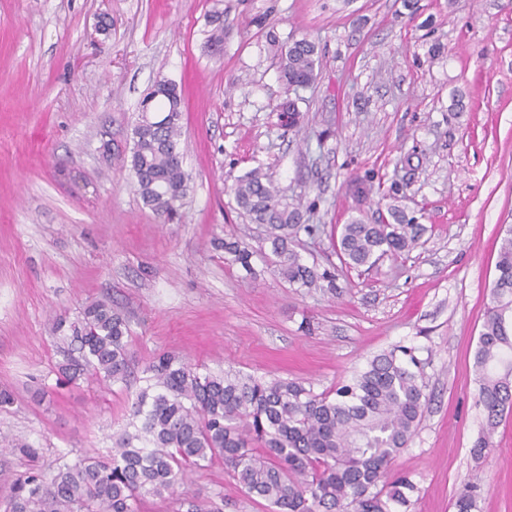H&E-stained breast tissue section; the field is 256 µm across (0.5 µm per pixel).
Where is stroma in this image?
I'll use <instances>...</instances> for the list:
<instances>
[{
  "mask_svg": "<svg viewBox=\"0 0 512 512\" xmlns=\"http://www.w3.org/2000/svg\"><path fill=\"white\" fill-rule=\"evenodd\" d=\"M224 14V47H205ZM312 40L320 66L284 99L270 41ZM183 90L190 174L176 218L144 204L130 170L147 90ZM266 170L300 201L304 263L336 288L282 278L232 188ZM396 204L425 231L400 258L339 268L335 226ZM512 225V0H0V512L30 466L109 457L145 367L161 353L199 373L242 371L330 391L373 355L414 348L429 400L392 476L417 486L406 512H454L479 478L477 512H512V417L475 453L483 414L473 356ZM254 253L252 272L218 241ZM95 301L129 320L128 382L58 385L52 318ZM187 499L269 512L214 458Z\"/></svg>",
  "mask_w": 512,
  "mask_h": 512,
  "instance_id": "stroma-1",
  "label": "stroma"
}]
</instances>
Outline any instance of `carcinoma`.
<instances>
[{"label":"carcinoma","instance_id":"1","mask_svg":"<svg viewBox=\"0 0 512 512\" xmlns=\"http://www.w3.org/2000/svg\"><path fill=\"white\" fill-rule=\"evenodd\" d=\"M206 47L224 43V14L210 18ZM318 49L303 38L280 50V78L297 92L316 78ZM183 98L176 84L160 80L141 102L132 129L130 168L137 189L156 214L172 220L186 197L189 175L179 149ZM237 206L265 227L274 264L292 285L311 288L336 276L303 262L296 245L299 205L288 201L266 173L254 169L233 187ZM391 220L341 226L338 250L350 267L372 266L385 256L413 249L422 225L399 207ZM231 262L253 270L254 252L224 242ZM54 331L64 344L61 376L75 382L91 375L123 382L130 373L129 325L102 302L84 307L74 320L59 318ZM476 405L487 434L475 452L492 447L491 433L512 415V226L502 230L491 289V306L474 356ZM145 386L134 403V431L124 432L106 460L83 457L53 474L36 469L13 488L5 512H140L148 497L175 496L188 474L216 456L246 493L269 503L270 512H398L416 490L403 476L386 480L389 468L420 426L426 394L421 360L401 346L383 351L332 392L305 383L196 371L175 354L162 353L144 369ZM480 484L465 483L455 512H475Z\"/></svg>","mask_w":512,"mask_h":512}]
</instances>
